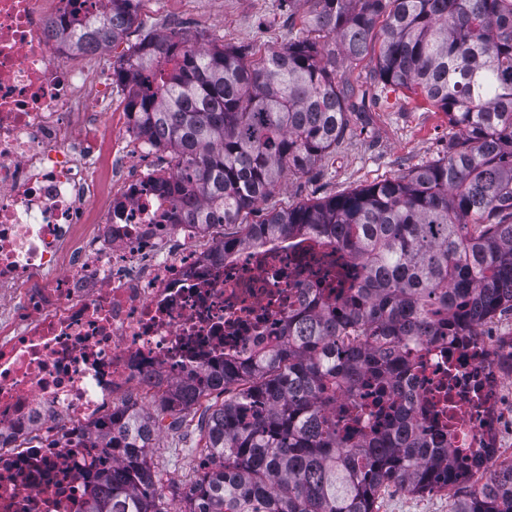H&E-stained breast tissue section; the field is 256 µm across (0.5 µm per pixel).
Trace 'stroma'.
Returning <instances> with one entry per match:
<instances>
[{"instance_id":"1","label":"stroma","mask_w":512,"mask_h":512,"mask_svg":"<svg viewBox=\"0 0 512 512\" xmlns=\"http://www.w3.org/2000/svg\"><path fill=\"white\" fill-rule=\"evenodd\" d=\"M310 10L300 0L295 13L281 8L280 0H142L140 14L160 35H193L200 41L245 48L247 58L259 60L269 50L285 46L298 35ZM375 64L367 55L337 71L339 82L356 91H370L366 110L349 113L344 139L336 150L312 170L287 173L272 195L259 202L246 217L253 224L268 211L300 202L315 201L397 175L434 159L448 143V118L423 97L406 90H380L370 86ZM195 421L180 431L160 433L149 454L158 474L163 500L185 495L182 477L197 467L199 457L184 445L198 440ZM379 512H448L444 493L411 495L391 486L377 501Z\"/></svg>"}]
</instances>
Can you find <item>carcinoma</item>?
<instances>
[{
  "mask_svg": "<svg viewBox=\"0 0 512 512\" xmlns=\"http://www.w3.org/2000/svg\"><path fill=\"white\" fill-rule=\"evenodd\" d=\"M59 24L62 42L110 45L141 0ZM299 36L258 63L231 46L146 33L114 68L136 134L174 153L171 193L195 203L188 224L236 231L224 245L315 231L361 267L339 307L306 303L280 345L248 365L224 364L203 390L179 384L157 402L192 412L205 459L189 495L163 503L148 461L157 430L129 406L105 434L124 457L99 479L85 512H374L379 490L453 493L450 512H512V464L467 492L451 452L428 449L401 412L390 429L346 445L324 427L333 386L353 395L363 376L392 384L411 368L405 340L474 332L512 313V0H310ZM379 44L373 84L423 96L453 132L442 157L379 183L240 219L285 171L305 173L336 150L355 107L339 66Z\"/></svg>",
  "mask_w": 512,
  "mask_h": 512,
  "instance_id": "cac0c4a2",
  "label": "carcinoma"
}]
</instances>
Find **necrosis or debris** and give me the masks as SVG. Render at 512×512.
Wrapping results in <instances>:
<instances>
[{
    "label": "necrosis or debris",
    "instance_id": "1",
    "mask_svg": "<svg viewBox=\"0 0 512 512\" xmlns=\"http://www.w3.org/2000/svg\"><path fill=\"white\" fill-rule=\"evenodd\" d=\"M108 0H0V512H84L112 405L210 383L278 339L308 293L339 302L359 264L304 234L225 246L180 223L148 144L52 20ZM401 379L431 446L512 462V332L406 344Z\"/></svg>",
    "mask_w": 512,
    "mask_h": 512
}]
</instances>
